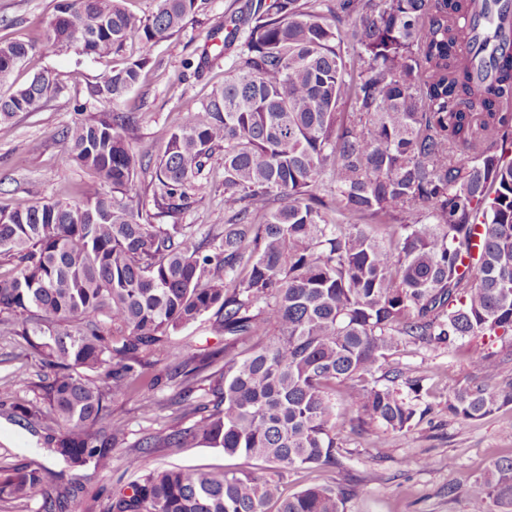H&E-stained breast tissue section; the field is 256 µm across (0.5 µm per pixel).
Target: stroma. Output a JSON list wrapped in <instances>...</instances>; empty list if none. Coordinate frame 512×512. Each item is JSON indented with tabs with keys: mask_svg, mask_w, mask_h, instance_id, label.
<instances>
[{
	"mask_svg": "<svg viewBox=\"0 0 512 512\" xmlns=\"http://www.w3.org/2000/svg\"><path fill=\"white\" fill-rule=\"evenodd\" d=\"M58 0H0V39L30 41L41 37L55 12ZM246 0H199V9L185 29L154 51V61L143 71L138 85L121 109L133 113L136 130L132 142L136 153L147 155L152 166L138 172L134 199L143 221L155 222L153 196L158 181L153 165L162 156L171 133L181 122L187 104L206 99L224 82L229 59L199 68V57L213 25L239 15ZM137 39L126 41L111 57L93 59L74 52L46 51L41 67L58 78L61 90L53 100L34 111L17 114L0 123V208L35 202L68 204L96 180L68 151L64 133L74 122L90 118L99 102L87 95V86L104 72L137 59ZM202 178L205 193L193 196L177 223L193 224L199 233L224 221V153L216 151ZM483 351L502 358L508 348L499 341L465 339L452 349L442 347L401 348L392 357L409 376L423 380L421 406L427 412L414 426L393 431L376 424L358 426L345 422L340 438L345 455L332 470H301L288 477L289 492L307 486L329 484L347 490L345 512H469L464 492L467 483L482 474L500 457L512 454V406L482 419L462 423L448 413V394L475 377L472 355ZM49 368L29 355L15 336L0 335V383H10L19 399L28 400L50 376ZM165 375L161 387L151 388L155 375ZM184 387L169 362L145 367L136 389L113 400L112 418L127 428V442L112 451V469L98 473L92 467H69L51 457L41 436L7 417H0V467L18 464L43 465L53 472L77 478L86 492L76 512H103L109 489L128 482L134 474L127 468L139 440L160 436L179 425L177 398ZM152 395L163 403L158 421L141 416L140 400ZM149 467L197 466L215 473L260 471V462L227 456L218 448L197 444L189 448L157 449L147 458Z\"/></svg>",
	"mask_w": 512,
	"mask_h": 512,
	"instance_id": "obj_1",
	"label": "stroma"
}]
</instances>
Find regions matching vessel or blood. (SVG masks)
<instances>
[{"label": "vessel or blood", "instance_id": "1", "mask_svg": "<svg viewBox=\"0 0 512 512\" xmlns=\"http://www.w3.org/2000/svg\"><path fill=\"white\" fill-rule=\"evenodd\" d=\"M506 23L512 24V0H494L490 8L480 12L477 44L463 46L459 61L471 65L480 60L489 67L495 58L512 55V37L498 36L500 27Z\"/></svg>", "mask_w": 512, "mask_h": 512}]
</instances>
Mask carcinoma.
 <instances>
[{
    "instance_id": "1",
    "label": "carcinoma",
    "mask_w": 512,
    "mask_h": 512,
    "mask_svg": "<svg viewBox=\"0 0 512 512\" xmlns=\"http://www.w3.org/2000/svg\"><path fill=\"white\" fill-rule=\"evenodd\" d=\"M478 0H248L208 66L240 42L224 86L185 107L156 166L154 205L175 216L212 154L224 149V223L141 222L130 203L137 168L133 118L119 104L154 47L181 32L198 0H157L138 24L123 0H58L40 39L0 40V85L22 66L32 80L0 95V121L59 91L38 67L49 49L106 58L137 36L138 59L89 84L103 109L65 132L98 181L73 204L0 210V335L19 336L53 376L26 403L0 384V407L43 419L50 453L73 467L112 468L126 426L101 421L135 390L138 369L172 361L187 382V428L145 437L135 480L109 491L104 512H345L346 492L313 485L288 494L299 469L340 463L331 386L361 424L403 430L423 415L402 396L410 380L389 365L407 344L448 347L467 337L512 348V67L481 78L461 65L477 40ZM213 314L224 367L183 355L177 333ZM452 392L459 422L512 406V383ZM204 442L270 472L215 475L192 466L142 467L159 447ZM41 467L0 468V501L25 503ZM82 487L43 499L70 512ZM470 512H512V457L469 489ZM498 510H493L492 506Z\"/></svg>"
}]
</instances>
